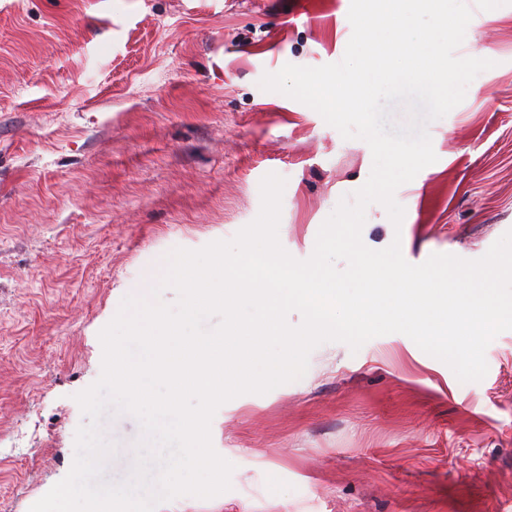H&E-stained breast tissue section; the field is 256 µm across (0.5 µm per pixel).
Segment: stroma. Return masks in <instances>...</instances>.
I'll list each match as a JSON object with an SVG mask.
<instances>
[{
	"label": "stroma",
	"instance_id": "1",
	"mask_svg": "<svg viewBox=\"0 0 512 512\" xmlns=\"http://www.w3.org/2000/svg\"><path fill=\"white\" fill-rule=\"evenodd\" d=\"M350 0H0V512L70 471L75 396L101 374L99 332L174 248L232 239L284 177L279 239L313 252L372 153L309 106L262 90L285 64L342 59ZM456 54L494 66L429 124L436 163L395 192L394 227L366 210L364 243L404 258H481L512 229V0H479ZM486 376L460 382L409 337L358 352L328 342L306 374L244 394L211 422L231 490L158 512H512V330ZM128 478L141 436L102 423Z\"/></svg>",
	"mask_w": 512,
	"mask_h": 512
}]
</instances>
